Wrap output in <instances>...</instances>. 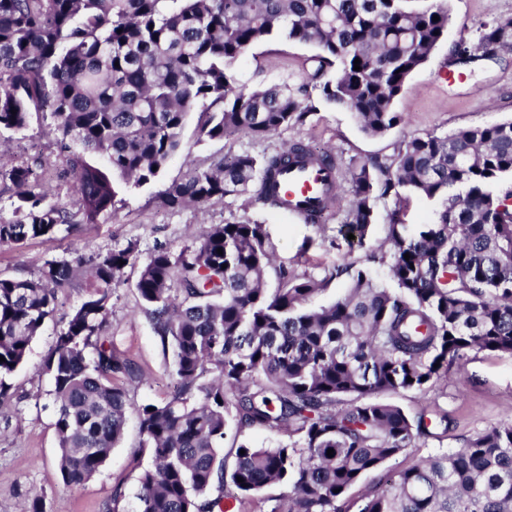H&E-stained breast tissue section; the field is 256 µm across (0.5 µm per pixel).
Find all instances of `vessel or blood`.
<instances>
[{"label":"vessel or blood","instance_id":"1","mask_svg":"<svg viewBox=\"0 0 512 512\" xmlns=\"http://www.w3.org/2000/svg\"><path fill=\"white\" fill-rule=\"evenodd\" d=\"M336 178L335 167L309 159L289 162L276 177L281 211L299 221H312L325 212Z\"/></svg>","mask_w":512,"mask_h":512}]
</instances>
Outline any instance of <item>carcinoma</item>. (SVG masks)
<instances>
[{
	"instance_id": "cac0c4a2",
	"label": "carcinoma",
	"mask_w": 512,
	"mask_h": 512,
	"mask_svg": "<svg viewBox=\"0 0 512 512\" xmlns=\"http://www.w3.org/2000/svg\"><path fill=\"white\" fill-rule=\"evenodd\" d=\"M412 2L0 0V130H23L31 113L49 111L74 198L72 207L52 201L35 169L11 167L16 201L12 216L0 217V246L53 240L111 214L120 186L159 175L198 108L209 140H266L302 121L314 107L295 93L243 89L231 71L268 39L314 45L308 79L321 98L367 135L390 132L403 122L397 97L448 28L446 0ZM477 49L485 59L511 52L512 26L484 24ZM298 157L332 162L302 143L236 154L170 182L160 200L180 209L246 196L274 211V178ZM506 175L512 120L407 136L395 170L352 168L345 226L360 239L377 200L398 187L440 207L416 234L391 213L382 245L395 287L360 271L345 295L319 307L309 300L328 279L273 268L265 225L249 219L204 227L190 249L149 254L135 289L155 334L171 344L177 387L166 402L137 409L152 460L139 476V512H225L227 499L241 510L274 485L283 492L266 498L267 512H512L511 420L347 498L428 433L424 413L381 396L425 390L470 349L512 354V187L492 190ZM122 261H138L135 244L50 259L28 278L0 276V406L55 316L59 291L84 289L42 365L67 486L97 475L122 438L129 403L112 377L138 378L105 340ZM253 428L288 442L239 441L244 453L226 467V438Z\"/></svg>"
}]
</instances>
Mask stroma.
<instances>
[{
	"instance_id": "obj_1",
	"label": "stroma",
	"mask_w": 512,
	"mask_h": 512,
	"mask_svg": "<svg viewBox=\"0 0 512 512\" xmlns=\"http://www.w3.org/2000/svg\"><path fill=\"white\" fill-rule=\"evenodd\" d=\"M499 16L512 17V0H449L445 39L410 77L395 103L405 122L382 136L365 134L350 112L322 101L318 88L307 83L306 76L315 67L314 46L284 39L255 46L232 67L238 84L252 89L285 83L300 89L301 100L316 106L304 122L281 129L265 141L246 136L208 140L198 133L197 114H190L181 148L157 178L137 188H119L114 211L98 223L81 225L72 233L60 232L50 241L30 239L0 247V274L27 277L46 260L74 258L86 246L104 251L134 242L143 257L160 246L178 252L193 247L194 235L201 227L235 216L265 225L277 265L301 275L328 277L327 287L313 298V305H325L343 296L360 271L389 284L392 258L381 243L390 212L399 211L403 222L414 231L430 222L437 201L404 190L379 200L375 222L364 241L358 242L349 239L343 229L338 207L322 222L310 224L248 205L241 197L201 208L171 210L157 195L167 183L182 178L191 164L222 156L247 152L261 157L300 141L314 151L330 152L342 171L351 162L367 160L391 168L403 136H444L460 128L511 120L512 52L495 61L472 64L465 82L448 78L449 51L461 42L474 43L477 28ZM49 121L48 114L35 112L26 129L0 131V153L12 166L21 162L44 164L48 170L44 185L51 200L67 202L72 198L71 181L60 145L46 130ZM139 270L136 263L124 268L112 296L106 331L113 349L132 360L143 375L141 382L126 386L132 410L121 443L94 478L76 488L63 484L48 397L51 383L41 365L54 345L56 330L62 326L61 315L81 298V289H67L58 318L47 323L34 339L26 363L12 374L14 399L9 408L0 411V512H27L35 495L41 497L44 512H110L114 506L120 512H139L138 476L151 459L140 448L135 408L146 402H164L173 392L171 348L154 333L142 309L134 288ZM391 401L411 413L448 415L447 427H434L431 435L420 437L406 454L389 462V469L401 470L428 456L454 451L486 428L512 421V355L467 351L449 366L446 378L426 390L392 396ZM118 485L125 496L116 505L112 490Z\"/></svg>"
}]
</instances>
